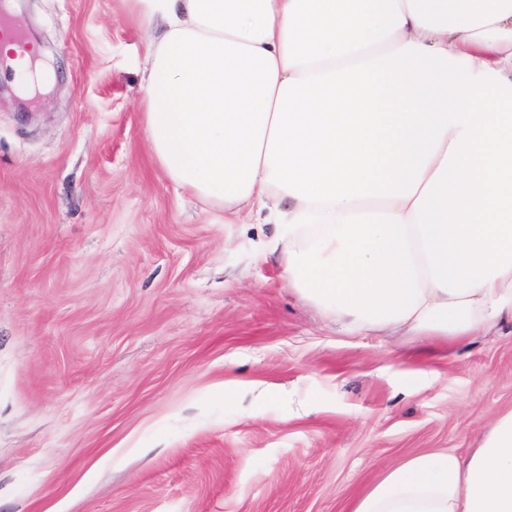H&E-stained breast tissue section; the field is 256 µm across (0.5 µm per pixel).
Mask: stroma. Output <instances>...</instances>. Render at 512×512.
I'll return each mask as SVG.
<instances>
[{"mask_svg":"<svg viewBox=\"0 0 512 512\" xmlns=\"http://www.w3.org/2000/svg\"><path fill=\"white\" fill-rule=\"evenodd\" d=\"M54 76L0 97V512H350L384 468L512 408L492 335L348 336L176 189L134 0H24Z\"/></svg>","mask_w":512,"mask_h":512,"instance_id":"1","label":"stroma"}]
</instances>
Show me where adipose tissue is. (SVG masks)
I'll return each instance as SVG.
<instances>
[{"mask_svg":"<svg viewBox=\"0 0 512 512\" xmlns=\"http://www.w3.org/2000/svg\"><path fill=\"white\" fill-rule=\"evenodd\" d=\"M142 109L176 187L267 213L288 285L350 335L512 317V0H137ZM351 512H512V409Z\"/></svg>","mask_w":512,"mask_h":512,"instance_id":"1","label":"adipose tissue"}]
</instances>
